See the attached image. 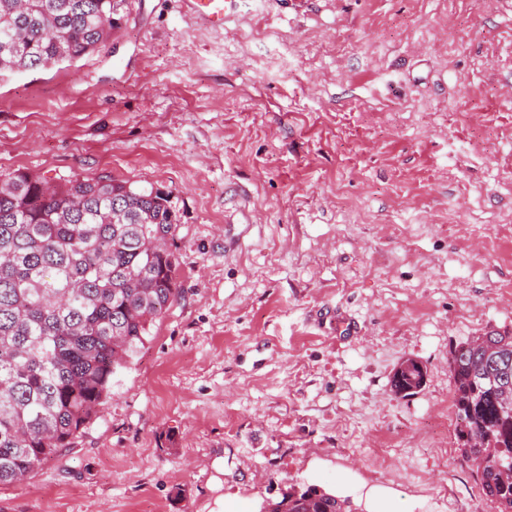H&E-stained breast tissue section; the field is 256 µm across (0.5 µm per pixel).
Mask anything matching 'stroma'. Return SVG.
Instances as JSON below:
<instances>
[{
	"label": "stroma",
	"instance_id": "35a3bbf8",
	"mask_svg": "<svg viewBox=\"0 0 512 512\" xmlns=\"http://www.w3.org/2000/svg\"><path fill=\"white\" fill-rule=\"evenodd\" d=\"M168 191L181 296L99 417L0 512H259L348 481L498 512L452 343L512 333V0H129L93 53L0 76V174ZM406 359L423 387L395 395ZM233 0H186L191 15L212 30H223L224 15Z\"/></svg>",
	"mask_w": 512,
	"mask_h": 512
}]
</instances>
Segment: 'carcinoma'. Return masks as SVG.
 <instances>
[{
    "label": "carcinoma",
    "mask_w": 512,
    "mask_h": 512,
    "mask_svg": "<svg viewBox=\"0 0 512 512\" xmlns=\"http://www.w3.org/2000/svg\"><path fill=\"white\" fill-rule=\"evenodd\" d=\"M128 0H0V75L73 61L120 27ZM171 195L110 176L51 184L0 178V485L70 447L116 371L180 298ZM448 369L461 455L499 512H512V334L453 346ZM423 386L412 364L396 393ZM316 487L282 494L285 512H347Z\"/></svg>",
    "instance_id": "1"
}]
</instances>
